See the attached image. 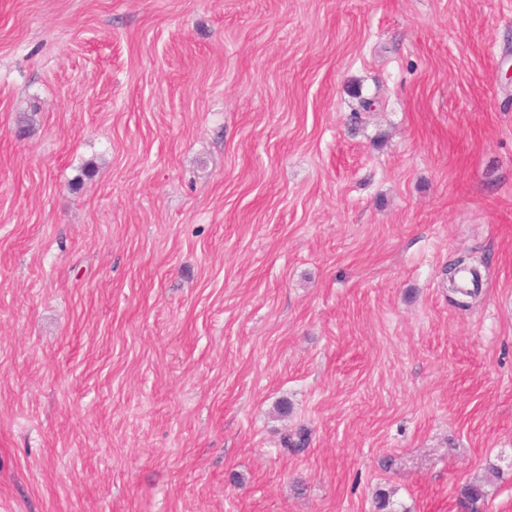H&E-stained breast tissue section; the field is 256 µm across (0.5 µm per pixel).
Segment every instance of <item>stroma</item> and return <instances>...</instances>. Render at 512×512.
I'll list each match as a JSON object with an SVG mask.
<instances>
[{"label":"stroma","instance_id":"1","mask_svg":"<svg viewBox=\"0 0 512 512\" xmlns=\"http://www.w3.org/2000/svg\"><path fill=\"white\" fill-rule=\"evenodd\" d=\"M472 481L512 512V0H0V512Z\"/></svg>","mask_w":512,"mask_h":512}]
</instances>
